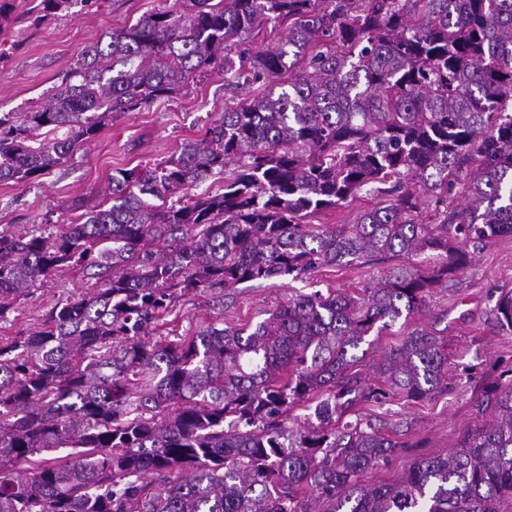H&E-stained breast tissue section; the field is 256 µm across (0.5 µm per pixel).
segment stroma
I'll use <instances>...</instances> for the list:
<instances>
[{
    "instance_id": "1",
    "label": "stroma",
    "mask_w": 512,
    "mask_h": 512,
    "mask_svg": "<svg viewBox=\"0 0 512 512\" xmlns=\"http://www.w3.org/2000/svg\"><path fill=\"white\" fill-rule=\"evenodd\" d=\"M40 0H21L0 29V114L26 112L64 83L86 46L106 33L134 25L147 15L173 9L175 0H94L73 17L35 21ZM259 86L234 88L214 71L177 97L137 112L114 115L97 135L80 145L64 164L23 182H0V231L29 232L44 222L77 220L106 196L115 168L154 164L202 138L224 113L229 98H251ZM404 255L366 257L346 266H328L305 279L289 277L244 283L223 302L209 294L191 293L176 302L158 335L177 338L210 323L249 326L266 311L295 294L327 288H355L378 282L407 264ZM91 279L67 272L52 279L0 319V336L40 322L47 308L74 299L91 288ZM512 289V237L505 236L474 252L470 266L434 291L424 314L398 321L374 339L370 359H377L403 333L425 328L447 337L450 354L448 389L417 402L399 397L363 402L357 414L405 446L386 465L367 471L363 484H391L416 460L448 454L469 431L488 423L493 408H481L489 386L512 367V333L503 331L493 313L499 295Z\"/></svg>"
}]
</instances>
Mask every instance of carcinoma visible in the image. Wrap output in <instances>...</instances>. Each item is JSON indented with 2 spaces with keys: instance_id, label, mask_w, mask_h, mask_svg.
<instances>
[{
  "instance_id": "obj_1",
  "label": "carcinoma",
  "mask_w": 512,
  "mask_h": 512,
  "mask_svg": "<svg viewBox=\"0 0 512 512\" xmlns=\"http://www.w3.org/2000/svg\"><path fill=\"white\" fill-rule=\"evenodd\" d=\"M176 4L88 46L37 107L0 115V182H19L212 69L265 85L168 159L115 170L110 201L79 220L0 231V319L60 273L99 283L0 338V512H512V380L493 422L392 484L360 478L402 444L342 422L360 402L447 388V338L414 328L367 381L361 344L423 313L468 247L512 236V0ZM285 22V41L240 48ZM220 173L224 192L188 194ZM365 189L376 202L355 223L311 222ZM390 253L433 273L401 266L374 287L301 293L253 326L154 335L190 293ZM493 311L511 332L512 291ZM298 406L317 423L287 428Z\"/></svg>"
}]
</instances>
